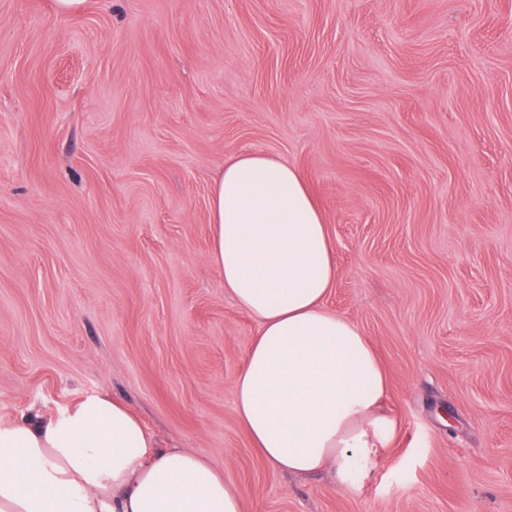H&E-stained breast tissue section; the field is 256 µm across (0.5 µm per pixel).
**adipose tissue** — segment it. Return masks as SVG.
Segmentation results:
<instances>
[{"label":"adipose tissue","instance_id":"1","mask_svg":"<svg viewBox=\"0 0 512 512\" xmlns=\"http://www.w3.org/2000/svg\"><path fill=\"white\" fill-rule=\"evenodd\" d=\"M210 260L258 332L235 383L238 419L275 469L330 471L357 492L396 423L369 340L324 299L336 261L296 167L262 152L224 163L209 199ZM0 512H243L204 456L158 447L122 401L87 393L54 415L0 419Z\"/></svg>","mask_w":512,"mask_h":512}]
</instances>
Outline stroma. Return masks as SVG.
<instances>
[{
  "instance_id": "35a3bbf8",
  "label": "stroma",
  "mask_w": 512,
  "mask_h": 512,
  "mask_svg": "<svg viewBox=\"0 0 512 512\" xmlns=\"http://www.w3.org/2000/svg\"><path fill=\"white\" fill-rule=\"evenodd\" d=\"M245 151L304 173L388 378L355 493L235 412L209 195ZM93 391L244 512H512V0H0V418Z\"/></svg>"
}]
</instances>
